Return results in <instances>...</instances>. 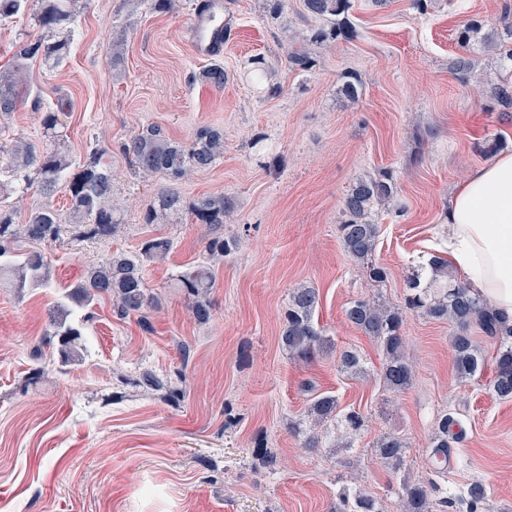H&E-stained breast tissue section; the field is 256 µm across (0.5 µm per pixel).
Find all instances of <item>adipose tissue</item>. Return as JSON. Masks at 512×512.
I'll list each match as a JSON object with an SVG mask.
<instances>
[{
	"label": "adipose tissue",
	"instance_id": "obj_1",
	"mask_svg": "<svg viewBox=\"0 0 512 512\" xmlns=\"http://www.w3.org/2000/svg\"><path fill=\"white\" fill-rule=\"evenodd\" d=\"M448 257L512 322V151L472 169L448 199Z\"/></svg>",
	"mask_w": 512,
	"mask_h": 512
}]
</instances>
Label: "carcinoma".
Masks as SVG:
<instances>
[{
  "label": "carcinoma",
  "instance_id": "carcinoma-1",
  "mask_svg": "<svg viewBox=\"0 0 512 512\" xmlns=\"http://www.w3.org/2000/svg\"><path fill=\"white\" fill-rule=\"evenodd\" d=\"M39 7L34 20L48 33V38L23 42L16 54L17 63L9 70H0V116L13 112L19 97V76L27 62L41 58L60 63L67 57L71 36L75 30L79 0H36ZM29 0H0V20L12 18L28 7ZM304 10L320 17L327 25L313 29L306 36L310 43H334L356 37V30L348 20L350 0H303ZM288 65L295 71H309L315 59L305 47L290 45ZM208 86L224 88V66L212 64L199 74ZM493 98L504 112H512V83L493 86ZM64 117L60 109L46 108L41 113V125L46 140L35 146L30 143L0 141V271L7 273L14 287L23 289L45 285L49 277V262L45 248L66 237L107 240L119 229L121 222L117 205L112 199V168L107 158L110 149L95 146L81 164L63 149ZM123 155L131 158L132 170L138 174H162L170 185L160 188L153 204L145 212L146 224H163L170 217L187 212L196 224L209 228L204 252L211 260H221L236 246L219 230L224 226L228 212L224 196H206L192 203L174 188L192 171L206 170L224 154V135L211 126L199 127L191 140L173 141L160 129L151 127L134 135L120 145ZM36 186L46 198L63 189L68 195L69 223L60 218L59 210L45 203L32 210L25 224L13 220V198L23 197ZM397 196L393 176L387 171L358 179L343 199L344 220L339 224L340 239L348 256L364 263L375 252L378 224L375 207L395 201ZM172 248L165 236L145 240L136 255L118 254L88 271L65 294L66 301L57 306L50 316V330L42 346L34 350L37 366L28 382H38L46 374L42 347L57 349L59 363L68 366L80 358L77 341L82 336L81 321H72L73 308L87 309L94 301L109 298L116 317L123 320L141 315L153 305V297L143 275V263L163 260ZM179 287L190 300L189 309L194 320L207 324L213 317L208 296L214 284L211 266L200 264L178 279ZM411 293L406 297V308L425 318L448 321L457 332L453 336L454 372L461 380L482 374L486 359L475 345L470 328L500 339L495 359L491 388L499 399H512V324L491 310L468 281L456 278L449 269L448 260L432 255L418 265L408 281ZM320 294L313 287L302 286L288 294L282 318L280 341L288 354L302 362H311L333 348L331 339L315 322ZM347 320L371 338L382 352L383 362L378 373L383 390L403 392L412 385L414 371L406 352L402 332V312L375 299H356L345 310ZM340 371L352 376L364 374L359 353L345 349L339 355ZM141 383L149 389L167 391L177 397L179 390L157 375L146 371ZM308 416L317 426L329 421L342 427L347 434H355L364 427V417L356 411L345 414L338 410L335 396L321 393L310 399ZM465 432L453 416L444 414L437 421L432 442L431 459L437 473L448 472L453 448L463 442ZM375 453L392 473L399 476L401 512H445L453 498L439 496L438 486L428 481H414L402 472L407 443L399 436L386 434L374 443ZM468 512H491L486 487L472 482L464 490ZM332 512H380L377 501L360 491H343Z\"/></svg>",
  "mask_w": 512,
  "mask_h": 512
}]
</instances>
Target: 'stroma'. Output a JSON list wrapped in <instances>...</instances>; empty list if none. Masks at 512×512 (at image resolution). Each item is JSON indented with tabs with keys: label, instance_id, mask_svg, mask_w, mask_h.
Listing matches in <instances>:
<instances>
[{
	"label": "stroma",
	"instance_id": "obj_1",
	"mask_svg": "<svg viewBox=\"0 0 512 512\" xmlns=\"http://www.w3.org/2000/svg\"><path fill=\"white\" fill-rule=\"evenodd\" d=\"M350 3L356 38L310 45L316 65L298 72L288 65L287 38L318 25L302 0H288L275 18L265 0H224L232 28L217 59L228 76L220 90L199 80L209 62L185 36L198 0H179L171 13L156 12L151 0H82L68 58L29 65L0 133L39 142L34 100L65 107V143L77 162L91 144L111 148L124 222L106 241L50 245L49 285L18 290L0 279V512H331L339 494L355 488L399 512V480L372 448L388 432L406 438L411 477L458 493L481 482L494 512H512V401L490 391L492 368L458 380L455 326L408 311L413 385L386 392L377 377L381 351L344 315L360 297L402 305L413 267L445 250L448 197L486 163L480 146L495 137L500 150L512 151V122L491 100L505 70L493 42L512 0H426L422 10L412 0ZM472 21L492 44L461 47L457 34ZM41 35L27 13L0 22V66L12 63L21 41ZM118 40L124 51L116 62L110 47ZM255 57L279 84L277 96L256 87ZM460 57L472 63L463 82L453 68ZM346 72L362 82L357 99L341 92ZM152 125L183 142L204 125L224 132L223 155L178 185L189 202L227 198L224 234L238 242L215 267L213 319L205 325L193 319L176 279L205 262L209 230L187 213L170 224L144 223L164 180L133 176L119 151ZM384 170L406 210L382 207L376 215L372 261L388 272L378 284L345 253L338 226L356 178ZM156 235L173 246L164 260L143 265L156 298L145 319H117L110 300L97 301L83 324L81 360L27 384L34 347L67 287ZM300 286L318 289L315 318L335 344L309 365L279 341L288 294ZM346 347L362 354L368 375L340 372ZM146 370L180 388L179 399L140 385ZM306 382L312 391L303 390ZM315 392L365 417L352 447L328 436L309 448L305 434L289 430ZM447 412L465 439L438 476L430 438ZM260 440L277 457L274 472L260 464Z\"/></svg>",
	"mask_w": 512,
	"mask_h": 512
}]
</instances>
